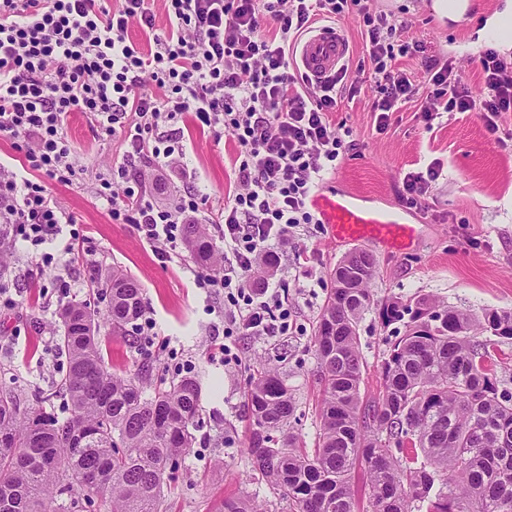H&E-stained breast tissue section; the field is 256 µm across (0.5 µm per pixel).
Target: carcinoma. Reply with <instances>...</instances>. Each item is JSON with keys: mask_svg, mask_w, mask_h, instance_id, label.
Wrapping results in <instances>:
<instances>
[{"mask_svg": "<svg viewBox=\"0 0 512 512\" xmlns=\"http://www.w3.org/2000/svg\"><path fill=\"white\" fill-rule=\"evenodd\" d=\"M182 236L206 272L224 269L202 224ZM349 263L361 276L346 281L341 264L318 319L314 347L322 398L318 441L279 444L296 404L274 367L250 377L246 398L251 474L289 512H358L352 471L367 476L368 512H512V394L499 389L490 347L512 340V312L480 319L446 307L448 321L427 319L438 305L394 302L382 323H403L380 367L382 390L361 397L357 326L371 307L375 260L366 251ZM109 296L104 323L114 334L144 313L140 283L119 270L103 279ZM58 348L66 373L50 396L66 397L64 420L43 408L21 409L14 390L0 386V512H85L94 499L109 512H160L173 461L195 441L201 384L184 376L151 386L112 372L85 303L59 310ZM491 338L481 339L484 334ZM218 512H261L251 498L226 497Z\"/></svg>", "mask_w": 512, "mask_h": 512, "instance_id": "cac0c4a2", "label": "carcinoma"}]
</instances>
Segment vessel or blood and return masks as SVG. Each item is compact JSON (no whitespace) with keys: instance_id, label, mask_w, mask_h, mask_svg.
Returning a JSON list of instances; mask_svg holds the SVG:
<instances>
[{"instance_id":"1","label":"vessel or blood","mask_w":512,"mask_h":512,"mask_svg":"<svg viewBox=\"0 0 512 512\" xmlns=\"http://www.w3.org/2000/svg\"><path fill=\"white\" fill-rule=\"evenodd\" d=\"M348 52L341 31L323 27L302 43L299 61L309 78L323 80L342 68ZM310 206L340 242L366 239L398 250L409 246L415 236L405 211L363 206L352 193L320 191L311 197Z\"/></svg>"}]
</instances>
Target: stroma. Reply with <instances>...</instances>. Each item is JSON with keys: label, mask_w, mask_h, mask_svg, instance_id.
Segmentation results:
<instances>
[{"label": "stroma", "mask_w": 512, "mask_h": 512, "mask_svg": "<svg viewBox=\"0 0 512 512\" xmlns=\"http://www.w3.org/2000/svg\"><path fill=\"white\" fill-rule=\"evenodd\" d=\"M511 7L512 0H479L470 16L451 22L439 20L427 0H361L337 23L349 43L345 64L357 90L345 93L329 121L349 131L353 147L325 184L332 191L359 195L365 204L406 211L416 226L409 248L362 245L376 262L372 305L358 327L364 398L379 394V369L387 343L395 337L393 327L381 323L382 304L430 297L476 316L493 309L512 311V140L498 142L483 113L443 112L428 122L415 102L392 113L387 129H378L365 19L384 13L406 22L403 40L421 44L423 51L399 58L398 65L416 84L425 82L427 58L450 59L478 101L482 84L475 58L491 47L512 63V49L483 33L489 19ZM172 128L184 163L160 173L148 184L147 195L152 203L168 207L184 190L197 191L203 202L193 221L219 238V209L227 195L240 189L237 143L228 134L215 137L189 114L176 119ZM63 131L80 179L69 186L45 177L40 183L73 217L80 238L71 240L63 231L35 247L20 236H8L11 258L0 270V287L18 304L0 306V383L17 386L23 405L36 406V390L60 380L66 371L57 347L60 282L68 283L70 301L90 300L100 317L108 298L100 282L91 280L88 264L121 270L141 284L145 312L156 327L149 347L140 346L136 336H115L101 328L103 353L113 372L136 381L195 375L202 383L195 444L180 458L175 481L163 490L162 512H216L224 497L239 495L279 512L268 506L265 485L248 478L247 382L263 365L277 366L296 396L292 431L314 446L322 394L314 352L316 321L332 287L329 272L352 252V245L336 242L325 224L295 228L268 279L290 311L287 332L239 333L233 339L237 361L224 364L218 350L224 342L223 294L195 286L194 261L186 248H179L175 258L162 259L132 225L111 220L106 204L95 197L100 180L112 178L126 162L123 131L105 134L94 116L78 111L65 114ZM433 163L439 166L438 178L417 205H410L402 197L404 176L426 171Z\"/></svg>", "instance_id": "obj_1"}]
</instances>
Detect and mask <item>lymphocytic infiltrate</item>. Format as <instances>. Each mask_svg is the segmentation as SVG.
I'll use <instances>...</instances> for the list:
<instances>
[{
	"instance_id": "lymphocytic-infiltrate-1",
	"label": "lymphocytic infiltrate",
	"mask_w": 512,
	"mask_h": 512,
	"mask_svg": "<svg viewBox=\"0 0 512 512\" xmlns=\"http://www.w3.org/2000/svg\"><path fill=\"white\" fill-rule=\"evenodd\" d=\"M346 2L165 0L168 27L159 35L144 0H123L114 12L96 0H0V132L18 139L24 155L22 171L0 166V224L21 228L26 241L40 246L71 223L30 175L72 184L77 172L62 116L90 112L106 132L124 129L133 164L123 196L104 181L96 191L99 200L112 220L133 225L161 257L170 258L181 224L198 204L190 194L167 209L144 200L155 173L134 162L149 154L171 166L175 149L162 146L161 129L182 113H195L215 137L228 133L236 139L241 190L225 199L220 213L223 256L234 278L217 280L198 271L194 281L203 289L226 290L238 328L265 336L286 332L287 311L272 315L270 298L246 282L271 244L287 245L289 228L314 223L307 201L346 150L328 119L339 105L336 85L346 74L298 91L299 79L289 71L290 38L313 17L341 16ZM266 16L276 23L279 39L261 35ZM132 26L152 36L153 51L128 44ZM403 30L383 14L368 24L371 78L380 94L373 106L378 129L419 96L425 118L478 106L490 130L498 131L497 117L512 112V67L495 49L479 55L478 103L450 61H430L425 87L416 88L396 64L411 48ZM148 78L164 96L141 93Z\"/></svg>"
}]
</instances>
